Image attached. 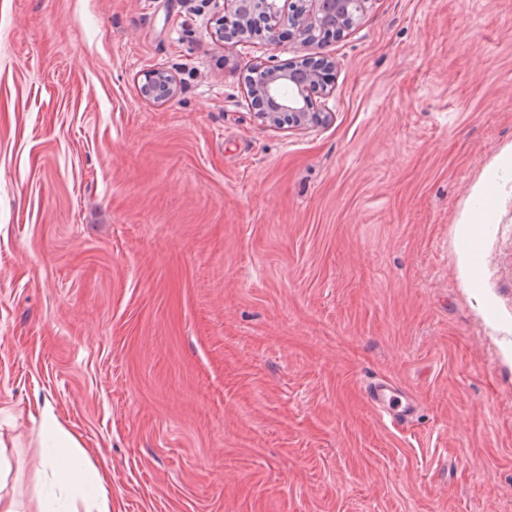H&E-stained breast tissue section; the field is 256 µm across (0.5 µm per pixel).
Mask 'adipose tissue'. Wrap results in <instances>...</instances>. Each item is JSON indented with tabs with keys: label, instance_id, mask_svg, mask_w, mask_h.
I'll return each instance as SVG.
<instances>
[{
	"label": "adipose tissue",
	"instance_id": "obj_1",
	"mask_svg": "<svg viewBox=\"0 0 512 512\" xmlns=\"http://www.w3.org/2000/svg\"><path fill=\"white\" fill-rule=\"evenodd\" d=\"M45 481L36 512H112L105 479L90 471L83 451L60 426L52 407L42 412Z\"/></svg>",
	"mask_w": 512,
	"mask_h": 512
}]
</instances>
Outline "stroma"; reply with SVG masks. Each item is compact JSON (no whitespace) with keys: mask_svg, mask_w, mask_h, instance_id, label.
Returning <instances> with one entry per match:
<instances>
[{"mask_svg":"<svg viewBox=\"0 0 512 512\" xmlns=\"http://www.w3.org/2000/svg\"><path fill=\"white\" fill-rule=\"evenodd\" d=\"M223 6L0 0L6 492L49 405L112 512H512V0H370L309 49L216 41ZM309 52L323 121L262 123L248 64ZM141 96L154 104H162L173 98L178 91L175 76L163 69H155L144 75L139 85ZM367 394L372 406L388 416L391 423L399 425L417 413L416 401L408 399L400 388L387 380L378 379L371 383Z\"/></svg>","mask_w":512,"mask_h":512,"instance_id":"1","label":"stroma"}]
</instances>
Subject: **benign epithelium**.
I'll return each instance as SVG.
<instances>
[{"instance_id": "1", "label": "benign epithelium", "mask_w": 512, "mask_h": 512, "mask_svg": "<svg viewBox=\"0 0 512 512\" xmlns=\"http://www.w3.org/2000/svg\"><path fill=\"white\" fill-rule=\"evenodd\" d=\"M370 0H297L282 4V0H224L227 14L221 16L215 36H226L247 42L255 36H265L276 42L281 26L289 27L288 36L310 45L318 42L325 32H341L352 26ZM326 63L310 58L286 67L259 61L251 68L247 96L265 124L282 128L303 127L321 120L313 111L311 94L323 84L320 73ZM141 96L154 104H162L178 91L175 76L163 69L144 75L139 85Z\"/></svg>"}]
</instances>
